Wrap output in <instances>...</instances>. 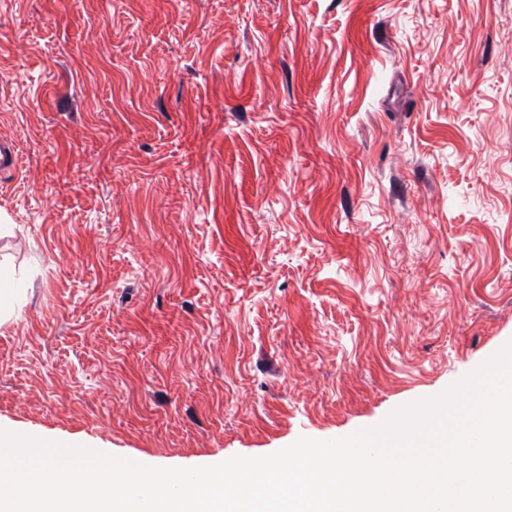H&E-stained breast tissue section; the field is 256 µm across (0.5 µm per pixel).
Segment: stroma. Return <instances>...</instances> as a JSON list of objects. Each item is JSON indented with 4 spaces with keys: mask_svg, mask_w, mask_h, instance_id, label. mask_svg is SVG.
<instances>
[{
    "mask_svg": "<svg viewBox=\"0 0 512 512\" xmlns=\"http://www.w3.org/2000/svg\"><path fill=\"white\" fill-rule=\"evenodd\" d=\"M0 428L197 467L512 342V0H0ZM0 282L1 286L5 287L0 290V323L3 324L10 320L14 314L13 299L19 298L22 290L19 288H9L14 284V280L12 276L4 271L2 262H0Z\"/></svg>",
    "mask_w": 512,
    "mask_h": 512,
    "instance_id": "stroma-1",
    "label": "stroma"
}]
</instances>
